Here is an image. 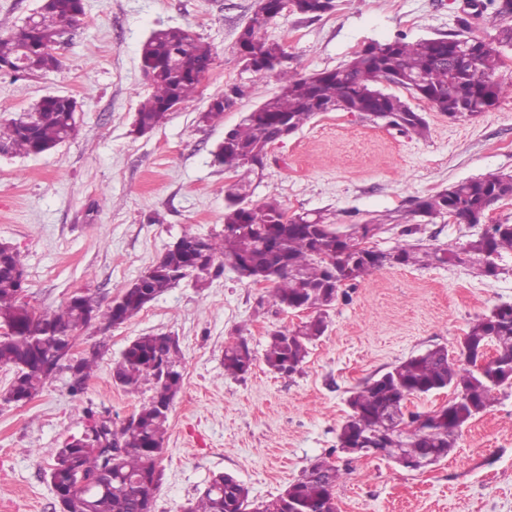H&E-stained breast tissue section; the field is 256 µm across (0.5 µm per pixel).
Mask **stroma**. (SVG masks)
Instances as JSON below:
<instances>
[{
    "label": "stroma",
    "mask_w": 512,
    "mask_h": 512,
    "mask_svg": "<svg viewBox=\"0 0 512 512\" xmlns=\"http://www.w3.org/2000/svg\"><path fill=\"white\" fill-rule=\"evenodd\" d=\"M85 23L65 35L61 65L46 75L0 72V118L27 112L42 97H72L73 140L37 156H0V241L20 251L25 297L55 310L83 288L109 304L183 233L224 229V186L231 177L212 153L241 117L277 92L275 74L244 71L235 52L255 0H84ZM489 0H336L330 13H282L265 30L283 45L289 68L331 70L371 42L470 35L496 25ZM182 27L212 45L216 60L190 108L170 113L154 132L132 133L150 91L140 65L156 29ZM243 94L221 123L198 112L225 86ZM426 117V136L402 133L356 112H323L270 149L250 200L276 196L289 212H319L345 229L388 215L419 224L424 244L461 249L478 225L413 215L416 198L488 173L512 174V94L476 116L454 121L400 93ZM489 280L466 264L394 266L364 275L330 307L328 328L301 368L272 372L262 355L270 332L297 316L266 305V289L232 268L208 287L185 281L117 328H86L100 344L84 394L72 396L57 372L27 404L0 401V512H59L50 483L58 448L87 425L86 407L121 426L151 393L112 380L124 348L144 334L177 337L183 383L170 413L154 512H183L213 474L225 472L251 500L276 498L316 461L331 457L342 477L338 512H512V387L462 429L455 447L419 473L392 461L338 452L337 433L357 388L435 347L459 351L471 322L512 304V255ZM244 338L257 359L248 374L224 373V346Z\"/></svg>",
    "instance_id": "35a3bbf8"
}]
</instances>
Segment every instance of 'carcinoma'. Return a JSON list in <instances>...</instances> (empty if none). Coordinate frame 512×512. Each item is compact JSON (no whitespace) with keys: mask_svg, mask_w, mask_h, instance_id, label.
Instances as JSON below:
<instances>
[{"mask_svg":"<svg viewBox=\"0 0 512 512\" xmlns=\"http://www.w3.org/2000/svg\"><path fill=\"white\" fill-rule=\"evenodd\" d=\"M297 13L321 16L336 7L335 0L314 3L294 0ZM84 11L83 0H40L30 27L0 32V64L22 63L24 72H53L60 66L57 44L69 18ZM273 18H253L241 30L260 57L285 56L282 47L264 37L262 29ZM464 43L478 54L482 79L453 72L448 57L454 45ZM512 44V26H502L490 40L466 35L421 39L402 38L373 42L336 67L314 74L285 71L273 66L279 91L244 116L235 125V140L212 152L213 162L233 175L225 188L224 229L200 243L191 233L182 235L185 248L168 249L154 264L124 288L106 307H101L89 288L71 296L53 311L38 308L31 315L25 300L24 264L15 249L0 251V366L14 372L0 400H12L41 392L50 377L62 368L70 373V390L83 392L100 356V345L66 362L68 331L96 318L105 328L120 326L148 303L181 281L191 279L203 288L224 272L235 268L251 282L270 283L269 301L281 311L311 306L317 316L301 323L287 336L275 330L268 336L264 362L274 373L297 370L308 355V344L327 329L326 312L344 288L364 275L385 267L409 266L429 261L470 263L479 274L494 279L501 273L496 259L512 253V224H497L459 250L430 248L408 241L381 253L357 249L355 232L341 233L319 214H288L280 201L267 197L259 206L247 202L250 175L264 166L268 146L280 137L282 124L300 129L329 106L345 104L355 112L381 114L390 123L419 136L428 125L401 97L386 93L378 84L390 78L396 85L426 100L437 111L459 119L482 111L484 102L494 106L512 85L494 79L500 66V47ZM214 62L211 45L181 27L153 31L141 48V66L151 92L140 102L134 125L146 135L167 120V106H189ZM34 123L24 116L0 122V152L38 155L76 137L78 122L67 97L48 95L36 104ZM512 199V176L490 173L449 186L416 200L413 214L436 218L453 212L464 221L505 199ZM495 351L494 364L475 368L483 348ZM461 353L464 362L448 363V349L437 347L393 366L379 378L362 386L348 400L352 410L338 435L339 447L353 430L370 431L383 425L391 414L405 407L412 397L447 387L466 391L462 398L435 412L414 436L397 444L415 457L427 448L455 447L459 432L491 404L495 390L512 379V305L493 308L477 317L466 333ZM255 361L248 342L239 338L224 348V374L241 377ZM112 379L129 392L147 386L153 391L147 404L119 428H112V452L104 453L95 441L66 443L58 449L50 472L60 512H152L162 481L159 457L167 434L169 414L182 381V354L172 336L145 334L135 338L117 361ZM340 470L313 464L296 482L273 500L255 503L248 490L230 474H218L186 512H336L334 488Z\"/></svg>","mask_w":512,"mask_h":512,"instance_id":"1","label":"carcinoma"}]
</instances>
